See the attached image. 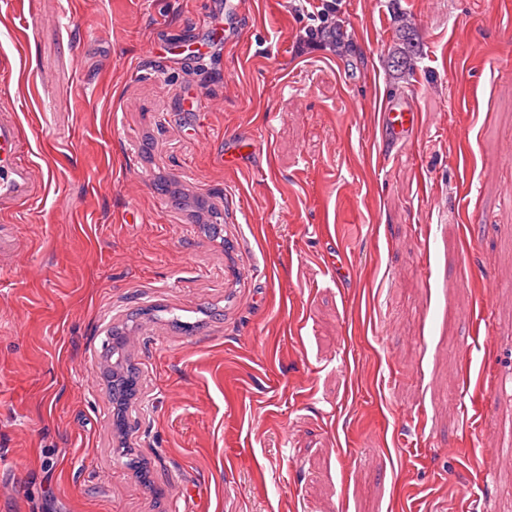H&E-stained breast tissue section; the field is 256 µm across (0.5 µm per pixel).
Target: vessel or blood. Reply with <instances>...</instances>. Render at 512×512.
<instances>
[{"label": "vessel or blood", "instance_id": "obj_1", "mask_svg": "<svg viewBox=\"0 0 512 512\" xmlns=\"http://www.w3.org/2000/svg\"><path fill=\"white\" fill-rule=\"evenodd\" d=\"M211 13L224 19L225 46H232L243 37L245 12L241 0H215ZM16 65L15 55L0 52V254L11 249L16 223L36 206L40 197L34 165L24 151L27 131L21 119L23 106L10 93ZM378 123L385 140L398 146L415 135L420 114L409 103L392 100L384 104ZM257 150L252 139L228 132L220 160L234 166Z\"/></svg>", "mask_w": 512, "mask_h": 512}]
</instances>
